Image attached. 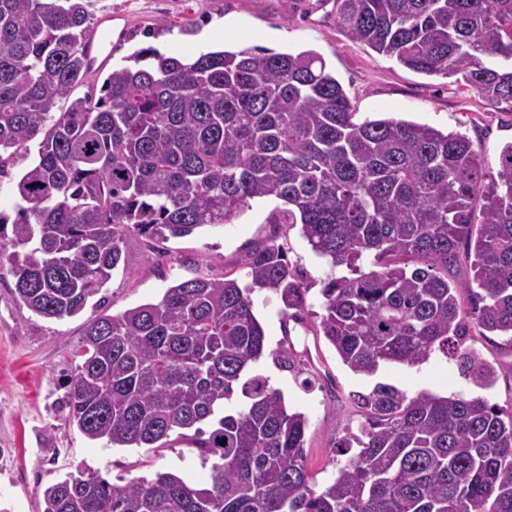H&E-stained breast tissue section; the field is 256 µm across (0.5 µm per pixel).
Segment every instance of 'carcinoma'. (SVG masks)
I'll list each match as a JSON object with an SVG mask.
<instances>
[{
  "mask_svg": "<svg viewBox=\"0 0 512 512\" xmlns=\"http://www.w3.org/2000/svg\"><path fill=\"white\" fill-rule=\"evenodd\" d=\"M335 2L349 39L512 108V0ZM89 24L84 0H0V179L38 147L15 215L0 211V272L31 311L78 314L131 233L183 237L275 199L268 223L300 225L315 254L350 272L323 286L316 314L349 370L441 353L494 385L497 368L461 346L470 329L512 338V143L494 178L462 134L358 123L313 51H209L184 64L144 48L97 90ZM462 248L475 289L448 280ZM264 290L284 318L304 320L307 288L274 240L243 280H183L85 326L65 395L80 431L153 448L192 429L209 479L71 473L43 491L44 512H512V409L381 382L355 397L365 422L335 444L358 451L332 458L334 478L315 490L305 413L247 376L265 352L252 300ZM238 390L246 401L233 407Z\"/></svg>",
  "mask_w": 512,
  "mask_h": 512,
  "instance_id": "1",
  "label": "carcinoma"
}]
</instances>
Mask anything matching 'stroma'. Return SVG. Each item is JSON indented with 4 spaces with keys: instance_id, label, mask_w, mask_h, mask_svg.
<instances>
[{
    "instance_id": "stroma-1",
    "label": "stroma",
    "mask_w": 512,
    "mask_h": 512,
    "mask_svg": "<svg viewBox=\"0 0 512 512\" xmlns=\"http://www.w3.org/2000/svg\"><path fill=\"white\" fill-rule=\"evenodd\" d=\"M91 19L115 14V27L129 35L112 53L111 65L152 47L160 53L193 59L224 46L260 48L275 53L311 50L320 54L343 85L357 120L401 118L444 132H459L472 142L490 172L512 143V111L494 106L475 90L441 76L409 70L367 45L347 39L336 25L333 0H87ZM276 200H254L232 223L204 227L192 234L155 242L137 234L122 244L123 260L101 292L73 317L47 319L34 314L13 294L10 274L0 275V512H42L43 490L70 472L88 469L110 482L153 478L173 472L204 484L203 464L187 440L171 438L159 448H110L88 440L62 409L63 386L74 366L85 323L104 315L159 302L167 288L190 278H243L250 253L268 240L288 251L309 288V317L284 322L279 295L258 291L255 313L266 336V353L255 370L280 390L290 408L304 412L309 424L304 452L316 488L334 477L332 445L357 431L363 418L355 394L376 382L390 383L408 395L481 397L512 408V348L469 332L463 345L500 369L488 389L474 386L454 360L434 355L415 368L385 366L376 377L351 372L324 336L316 332L315 312L329 279L345 275L317 257L299 227L268 223ZM290 335H283V327ZM289 340L295 355L291 369L279 367L273 354Z\"/></svg>"
}]
</instances>
